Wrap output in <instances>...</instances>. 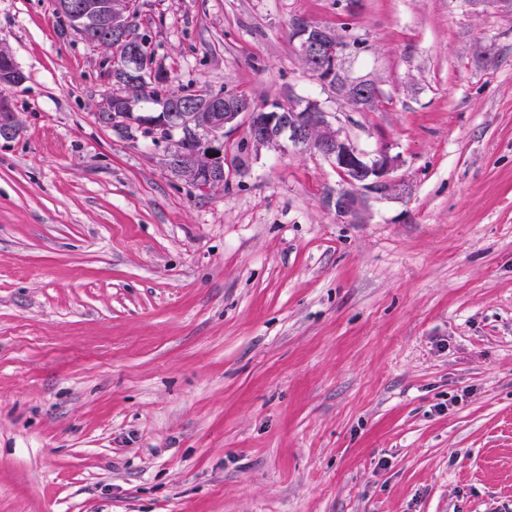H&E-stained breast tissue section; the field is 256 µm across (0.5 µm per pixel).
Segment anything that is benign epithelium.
Wrapping results in <instances>:
<instances>
[{
	"mask_svg": "<svg viewBox=\"0 0 512 512\" xmlns=\"http://www.w3.org/2000/svg\"><path fill=\"white\" fill-rule=\"evenodd\" d=\"M61 12L74 19L76 28L86 33L94 27L118 43L131 42L125 55L117 59V70L130 85L140 82L141 66L147 62L150 42L147 38L128 36V19L131 0H108L100 11H93L84 0H58ZM291 27L298 40L297 51L311 63V72L334 85L350 102L361 105L374 103L377 92L373 83L351 80L341 68L347 43L330 29L309 24L302 18L295 19ZM136 111L134 99L123 94L117 99L107 98L98 111L99 120L116 119L112 110ZM170 124L176 130L198 127L209 131V138L192 149H183L177 136L168 139L163 155L164 165L175 171L185 182L200 186L201 177L218 167L220 178H228L224 159L223 135L244 123L248 129V142L255 149L276 144L285 138L298 146H308L331 162L342 177L344 187L329 198L336 214L349 222L360 223L369 200L392 195L398 184L389 178L396 159L383 151L372 159L358 150L352 141L343 136L329 121L317 102L299 101L286 112L260 108L236 92L221 97L212 96L205 103L177 101L168 113Z\"/></svg>",
	"mask_w": 512,
	"mask_h": 512,
	"instance_id": "obj_1",
	"label": "benign epithelium"
}]
</instances>
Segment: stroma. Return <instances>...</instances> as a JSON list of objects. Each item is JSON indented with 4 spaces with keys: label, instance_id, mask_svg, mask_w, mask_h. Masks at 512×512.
Wrapping results in <instances>:
<instances>
[{
    "label": "stroma",
    "instance_id": "1",
    "mask_svg": "<svg viewBox=\"0 0 512 512\" xmlns=\"http://www.w3.org/2000/svg\"><path fill=\"white\" fill-rule=\"evenodd\" d=\"M135 7L174 85L315 101L400 190L344 222L328 161L242 127L196 188L98 123L108 54L54 0H0V512H512V5ZM291 27L294 39L298 40L297 51L302 62L308 67L310 60L311 72L324 81L336 84V88L349 102L361 105L373 104L377 92L373 83L365 80H351L345 76L341 68V60L348 45L343 36L330 28L309 24L302 18L295 19Z\"/></svg>",
    "mask_w": 512,
    "mask_h": 512
}]
</instances>
